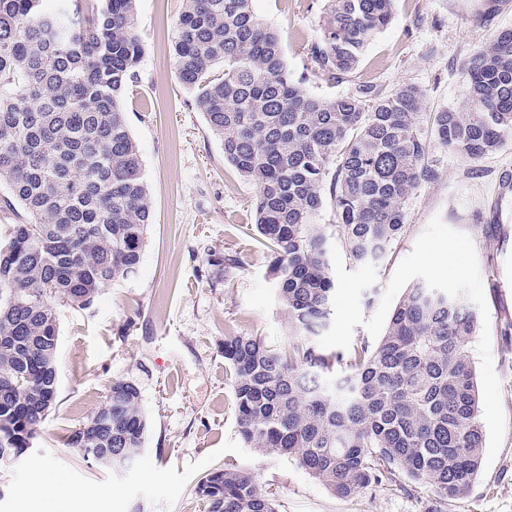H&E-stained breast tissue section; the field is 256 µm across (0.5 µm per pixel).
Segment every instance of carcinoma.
<instances>
[{
    "label": "carcinoma",
    "mask_w": 512,
    "mask_h": 512,
    "mask_svg": "<svg viewBox=\"0 0 512 512\" xmlns=\"http://www.w3.org/2000/svg\"><path fill=\"white\" fill-rule=\"evenodd\" d=\"M0 0V185L22 222L0 246V448L22 451L57 395V305L90 308L139 267L151 198L122 104L143 48L136 0ZM395 0H325L311 68L343 80L390 22ZM173 53L180 84L221 140L224 160L256 187L254 227L288 314V346L224 337L242 442L298 461L341 497L398 473L442 499L481 468L483 429L468 348L476 313L422 284L408 289L374 345L324 353L334 281L325 202L357 263L401 235L406 204L436 171L434 142L473 162L512 139V29L470 53L461 111L424 112L413 85L359 83L312 95L288 71L280 35L252 0H184ZM112 412L67 436L75 456L105 449L132 467L148 429L140 390L115 380ZM195 494L207 512H276L247 468L214 469Z\"/></svg>",
    "instance_id": "obj_1"
}]
</instances>
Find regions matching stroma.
<instances>
[{
    "instance_id": "1",
    "label": "stroma",
    "mask_w": 512,
    "mask_h": 512,
    "mask_svg": "<svg viewBox=\"0 0 512 512\" xmlns=\"http://www.w3.org/2000/svg\"><path fill=\"white\" fill-rule=\"evenodd\" d=\"M136 5L143 56L123 106L152 202L147 242L136 275L105 286L90 309L58 306L56 407L23 462L0 463V484L8 488L0 512H43L39 502L15 494L38 464L71 486L97 489L96 497L69 499L68 512H206L195 486L227 465L254 472L277 512H512V142L475 163L430 144L438 176L415 189L403 233L378 265L377 284L361 296L364 316H372L433 217L471 238L501 381V449L467 493L446 501L401 474L338 497L293 459L258 453L239 436L224 338L247 333L284 343L288 319L252 229L256 187L225 162L221 141L176 78L171 35L182 0ZM323 5L252 0L257 16L280 34L293 77L325 98L360 82L386 90L412 84L424 91L428 112L462 109L463 59L512 28V0H396L391 22L356 70L335 83L306 66L308 46L321 35ZM211 250L238 262L209 266ZM117 379L138 384L149 421L145 451L123 475L87 467L65 446Z\"/></svg>"
}]
</instances>
